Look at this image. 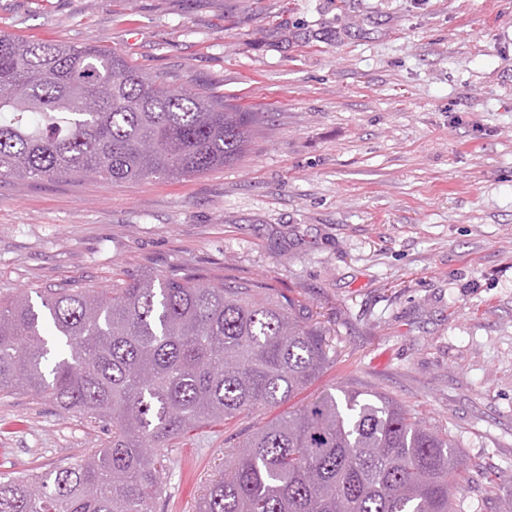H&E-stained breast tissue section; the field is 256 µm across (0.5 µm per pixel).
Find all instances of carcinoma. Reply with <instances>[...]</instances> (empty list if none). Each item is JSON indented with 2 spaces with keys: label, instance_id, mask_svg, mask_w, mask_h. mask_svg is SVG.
I'll use <instances>...</instances> for the list:
<instances>
[{
  "label": "carcinoma",
  "instance_id": "1",
  "mask_svg": "<svg viewBox=\"0 0 512 512\" xmlns=\"http://www.w3.org/2000/svg\"><path fill=\"white\" fill-rule=\"evenodd\" d=\"M262 119L166 81L116 48L30 44L0 29V182L183 179L229 166ZM336 360L300 300L181 267L119 288L0 301V392L112 429L72 466L0 479V512H152L170 459L203 426L279 407ZM448 430L335 386L234 445L197 512H465Z\"/></svg>",
  "mask_w": 512,
  "mask_h": 512
}]
</instances>
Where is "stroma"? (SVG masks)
<instances>
[{
    "label": "stroma",
    "mask_w": 512,
    "mask_h": 512,
    "mask_svg": "<svg viewBox=\"0 0 512 512\" xmlns=\"http://www.w3.org/2000/svg\"><path fill=\"white\" fill-rule=\"evenodd\" d=\"M18 38L115 48L269 113L183 180L0 183V300L174 266L311 306L339 357L300 395L383 393L447 427L457 497L512 502V0H0ZM254 421L170 449L154 512H196ZM107 427L0 393V477L77 464Z\"/></svg>",
    "instance_id": "1"
}]
</instances>
